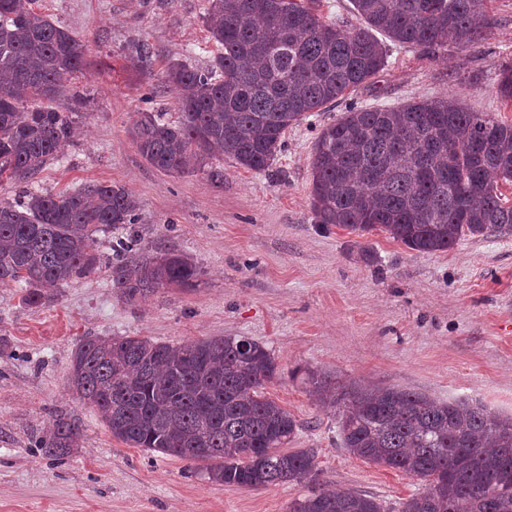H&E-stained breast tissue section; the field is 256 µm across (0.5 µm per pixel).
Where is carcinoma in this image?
<instances>
[{"label":"carcinoma","instance_id":"cac0c4a2","mask_svg":"<svg viewBox=\"0 0 512 512\" xmlns=\"http://www.w3.org/2000/svg\"><path fill=\"white\" fill-rule=\"evenodd\" d=\"M315 0H207L208 38L218 47L205 71L175 62L165 80L179 91L178 117L142 112L133 125L140 154L184 174L222 156L267 170L288 128L323 112L387 66L378 35L429 57L482 41L488 0H351L362 24L326 22ZM0 0V178L28 183L72 133L74 112L58 101L84 62L86 45L34 8ZM497 88L512 108V64ZM512 122L470 112L455 99L396 107H351L319 132L312 161L315 223L363 236L381 230L419 253L466 236L512 233ZM139 202L123 186L22 190L0 203V287L45 304L59 286L108 270L128 305L162 288L187 291L199 267L169 248H140L131 231ZM123 228L112 258L91 247ZM141 249L132 262L122 254ZM279 375L271 352L246 336L156 343L141 336H88L71 360L68 387L94 408L112 437L132 448L201 463L209 479L254 489L317 483L315 453L285 451L300 427L264 395ZM310 395L337 410L339 445L350 455L426 482L387 505L374 495L313 488L289 512H512V417L479 402L443 401L400 386L340 383L307 370ZM79 425L56 419L35 447L54 460L76 446Z\"/></svg>","mask_w":512,"mask_h":512}]
</instances>
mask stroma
Segmentation results:
<instances>
[{
	"instance_id": "obj_1",
	"label": "stroma",
	"mask_w": 512,
	"mask_h": 512,
	"mask_svg": "<svg viewBox=\"0 0 512 512\" xmlns=\"http://www.w3.org/2000/svg\"><path fill=\"white\" fill-rule=\"evenodd\" d=\"M204 0H43L41 14L87 45L71 85L84 98L71 141L37 176L42 191L119 184L139 198L135 231L146 247L187 255L201 269L190 292L169 288L138 306L119 299L106 272L63 285L29 307L19 287H0V512H288L308 488L218 484L184 460L131 448L67 388L71 359L87 336H144L176 343L247 336L281 371L264 393L300 422L292 445L314 449L319 480L386 503L422 491L417 478L354 457L338 444L336 414L310 396L300 373L397 385L440 400H479L512 415V234L468 237L418 253L382 231L363 236L316 224L310 206L314 141L360 107L455 96L468 110L512 120L497 92L512 61V0H490L485 38L432 58L389 44L371 82L286 133L268 171L224 158L215 177L169 174L139 153V113L175 116L170 62L206 69L216 52ZM148 47L147 63L137 61ZM81 436L62 462L35 448L56 415Z\"/></svg>"
}]
</instances>
